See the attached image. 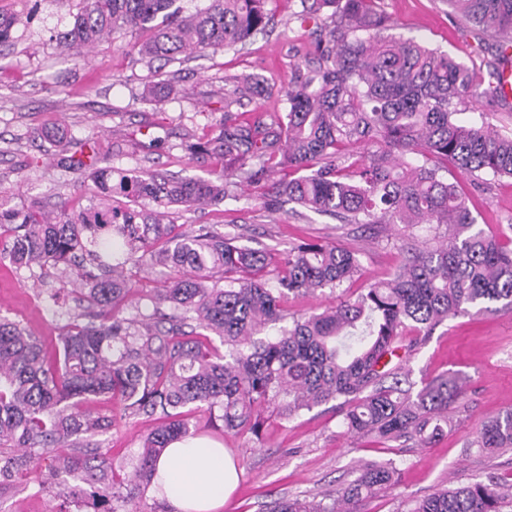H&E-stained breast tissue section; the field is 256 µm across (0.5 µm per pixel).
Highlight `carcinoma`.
<instances>
[{"instance_id":"obj_1","label":"carcinoma","mask_w":512,"mask_h":512,"mask_svg":"<svg viewBox=\"0 0 512 512\" xmlns=\"http://www.w3.org/2000/svg\"><path fill=\"white\" fill-rule=\"evenodd\" d=\"M58 48L77 53L116 33L134 39L148 62L243 44L264 32L274 0H210L185 12L176 0H79ZM466 24L498 42L508 59L512 0H447ZM295 19L316 25L304 62L293 66L287 111L250 121L224 112L218 127L191 147L226 162L211 178L175 180L121 172L100 157L97 141L65 154L86 173L90 204L52 217L35 204L0 200V237L18 269L62 268L44 301L62 321L58 349L0 316V490L24 491L42 461L80 481L54 495L52 512H72L89 498L94 512L127 508L128 481L148 487L165 448L190 432L188 411L220 410L224 432L260 436L261 411L290 418L342 400L346 431L426 448L451 419L462 395L450 372L413 391L402 365L448 317L470 309H512V237L477 224L448 162L483 183L512 177V137L458 118L482 80L457 58L414 38H387L379 0H300ZM18 17L0 13V44L13 40ZM150 36L139 39L140 34ZM237 98L270 94L263 76L229 78ZM359 145L365 153L349 147ZM288 171L295 177L269 183ZM246 183L262 189L270 212L294 203L308 211L392 231L402 264L355 300L285 320L291 297L333 292L360 270L358 256L334 244L301 240L282 253L270 286L271 253L239 243L215 226L175 231L174 209L216 206ZM435 226L438 244L412 228ZM168 271L162 287L131 306L128 267ZM87 303L73 315L60 303ZM417 337L404 343L403 329ZM215 335V345L209 335ZM108 395L120 415L94 417L86 402ZM130 415L158 416L120 476L110 449L90 438ZM472 444L489 454L512 452V410L487 420ZM391 463L368 464L320 499L282 500L271 512H359L394 480ZM409 512H512V481L491 477L442 487Z\"/></svg>"}]
</instances>
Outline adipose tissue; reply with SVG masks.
<instances>
[{
    "label": "adipose tissue",
    "mask_w": 512,
    "mask_h": 512,
    "mask_svg": "<svg viewBox=\"0 0 512 512\" xmlns=\"http://www.w3.org/2000/svg\"><path fill=\"white\" fill-rule=\"evenodd\" d=\"M237 484L236 462L221 444L187 437L164 450L154 487L174 512H224Z\"/></svg>",
    "instance_id": "ef3b65f1"
}]
</instances>
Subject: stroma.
<instances>
[{
  "mask_svg": "<svg viewBox=\"0 0 512 512\" xmlns=\"http://www.w3.org/2000/svg\"><path fill=\"white\" fill-rule=\"evenodd\" d=\"M77 2L0 0V13L20 17L13 41L0 46V194L14 206L36 202L50 211H77L89 205L80 172L60 164L56 143L45 136L58 126L72 141L96 139L102 156L118 168L212 176L219 164L193 157L190 144L215 128L225 111L248 118L285 111L290 67L311 45L308 30L294 17L300 0H275L267 33L180 63L146 65L124 36L77 55L63 53L51 36L67 26ZM380 7L389 20L387 36L413 37L448 52L483 82H492L498 58L494 42L449 14L446 0H380ZM241 72L261 74L274 85V94L256 104L239 103L226 78ZM154 82L173 83L177 95L158 107L141 101L144 86ZM452 176L478 224L496 232L512 228V178L477 185L461 171ZM238 195L216 207L176 212L173 222L186 230L215 224L253 245L281 251L306 239L337 243L359 254L357 280L332 294L290 299L286 308L291 315L305 316L355 298L386 279L402 260L393 245L374 240L364 226L342 224L293 204L268 213L249 186ZM42 287L38 275L16 270L0 255V315L22 323L51 349L58 321L44 303ZM407 365L419 385L449 372L463 379V396L450 409L454 426L427 448L347 434L336 400L289 420L270 417L258 438L224 434L209 424L207 414H197L192 433L223 443L241 470L224 512H269L275 499L318 496L348 480L355 466L389 459L400 471L397 480L364 502L360 512H407L445 484L465 485L491 474L512 478V452L487 456L469 445L488 418L512 410V310L448 317L408 356ZM156 424L146 415L127 418L96 441L111 449L120 465ZM60 482V476L45 472L42 484L0 495V512H49Z\"/></svg>",
  "mask_w": 512,
  "mask_h": 512,
  "instance_id": "stroma-1",
  "label": "stroma"
}]
</instances>
